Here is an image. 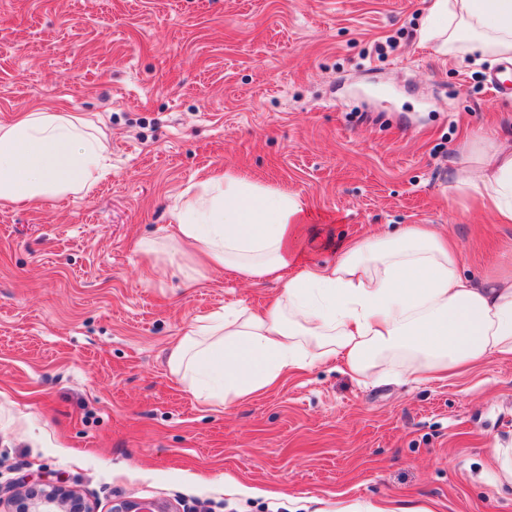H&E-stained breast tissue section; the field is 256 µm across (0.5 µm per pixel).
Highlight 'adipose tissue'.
Instances as JSON below:
<instances>
[{
    "mask_svg": "<svg viewBox=\"0 0 512 512\" xmlns=\"http://www.w3.org/2000/svg\"><path fill=\"white\" fill-rule=\"evenodd\" d=\"M420 37L451 57L512 62V0H430ZM471 153L458 191L511 224L512 138ZM107 156L81 113L28 106L0 123V205L89 193ZM169 244L186 258L188 283L222 270L281 284L265 309L197 318L171 346V374L208 406L246 402L286 371L333 359L361 380L397 361L412 381L429 382L512 356V278L474 284L454 246L424 224L339 243L315 231L300 195L215 173L180 194ZM314 247L336 260L311 262Z\"/></svg>",
    "mask_w": 512,
    "mask_h": 512,
    "instance_id": "obj_1",
    "label": "adipose tissue"
}]
</instances>
